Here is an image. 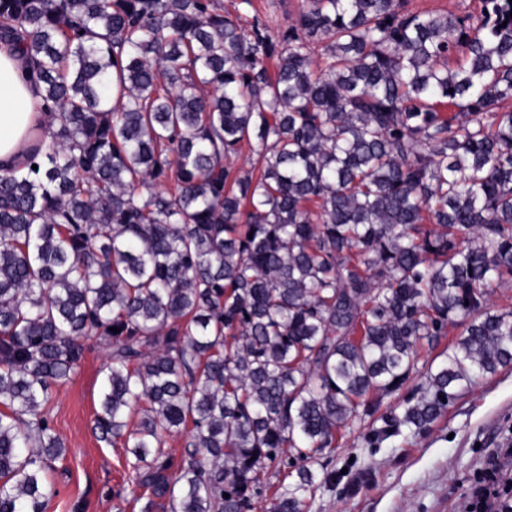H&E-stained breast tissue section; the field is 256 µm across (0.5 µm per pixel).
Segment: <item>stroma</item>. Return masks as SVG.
<instances>
[{"mask_svg": "<svg viewBox=\"0 0 512 512\" xmlns=\"http://www.w3.org/2000/svg\"><path fill=\"white\" fill-rule=\"evenodd\" d=\"M459 333L449 328L434 349L423 350L391 404L424 395L428 366ZM84 345L81 361L45 409L66 449L48 475L55 494L47 512H142L124 475V448L100 441L94 429L109 348L95 337ZM511 441L512 367H506L459 391L424 434L394 436L374 448L354 434L318 456L313 468L325 482L310 512H464L489 455Z\"/></svg>", "mask_w": 512, "mask_h": 512, "instance_id": "stroma-1", "label": "stroma"}]
</instances>
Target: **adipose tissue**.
<instances>
[{"label":"adipose tissue","instance_id":"obj_1","mask_svg":"<svg viewBox=\"0 0 512 512\" xmlns=\"http://www.w3.org/2000/svg\"><path fill=\"white\" fill-rule=\"evenodd\" d=\"M26 56L0 44V171L28 172L31 148L49 122Z\"/></svg>","mask_w":512,"mask_h":512}]
</instances>
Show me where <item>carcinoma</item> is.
I'll list each match as a JSON object with an SVG mask.
<instances>
[{"label":"carcinoma","instance_id":"cac0c4a2","mask_svg":"<svg viewBox=\"0 0 512 512\" xmlns=\"http://www.w3.org/2000/svg\"><path fill=\"white\" fill-rule=\"evenodd\" d=\"M0 42L51 117L0 173V512H46L88 336L143 512H309L325 450L512 365L509 0H303L275 39L221 0H0ZM450 325L430 395L379 413ZM408 8L418 12H444L460 13L473 10L477 0H408Z\"/></svg>","mask_w":512,"mask_h":512}]
</instances>
